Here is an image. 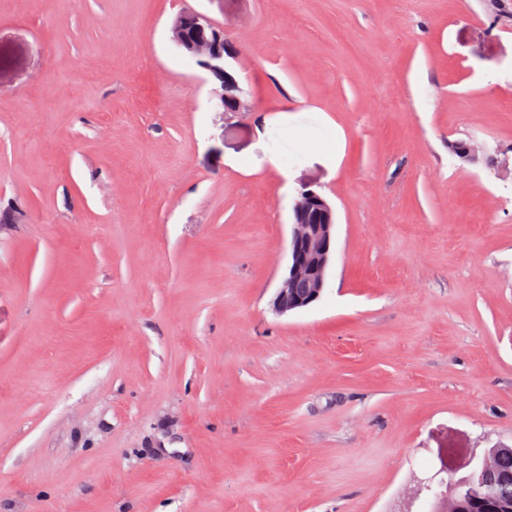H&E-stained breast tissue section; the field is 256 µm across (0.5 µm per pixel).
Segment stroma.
<instances>
[{
  "mask_svg": "<svg viewBox=\"0 0 512 512\" xmlns=\"http://www.w3.org/2000/svg\"><path fill=\"white\" fill-rule=\"evenodd\" d=\"M1 212L0 512H429L512 445V0H0ZM170 39L181 51L186 48L206 73L205 81L212 85L208 103L213 112H224L225 117L244 112L239 81L228 61L236 62L239 51L228 44L221 26L195 10L183 11L172 22ZM290 224L288 266L272 301L278 314L320 300L335 243V211L321 192L308 186L298 191Z\"/></svg>",
  "mask_w": 512,
  "mask_h": 512,
  "instance_id": "stroma-1",
  "label": "stroma"
}]
</instances>
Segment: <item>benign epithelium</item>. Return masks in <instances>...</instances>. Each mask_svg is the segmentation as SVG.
<instances>
[{
    "instance_id": "benign-epithelium-1",
    "label": "benign epithelium",
    "mask_w": 512,
    "mask_h": 512,
    "mask_svg": "<svg viewBox=\"0 0 512 512\" xmlns=\"http://www.w3.org/2000/svg\"><path fill=\"white\" fill-rule=\"evenodd\" d=\"M170 39L206 73L211 83L208 103L214 112L244 111L241 88L230 61L239 57L224 37V29L195 10L180 13L170 27ZM288 266L272 301L279 314L307 308L320 300L326 285L334 243L336 214L319 191H298L291 216Z\"/></svg>"
}]
</instances>
